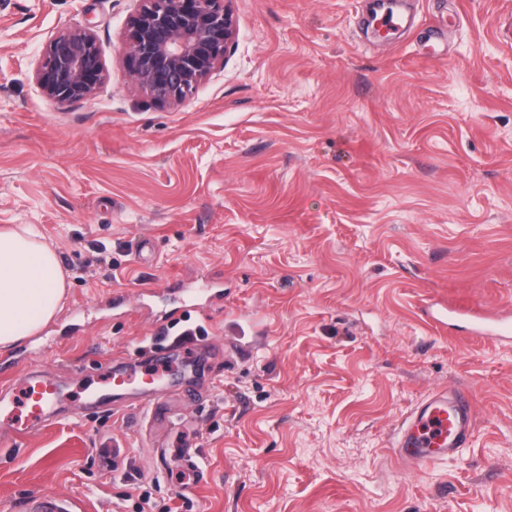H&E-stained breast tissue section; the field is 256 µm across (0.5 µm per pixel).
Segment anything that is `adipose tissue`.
I'll list each match as a JSON object with an SVG mask.
<instances>
[{
    "instance_id": "1",
    "label": "adipose tissue",
    "mask_w": 512,
    "mask_h": 512,
    "mask_svg": "<svg viewBox=\"0 0 512 512\" xmlns=\"http://www.w3.org/2000/svg\"><path fill=\"white\" fill-rule=\"evenodd\" d=\"M67 281L36 225L0 231V350L36 334L64 307Z\"/></svg>"
}]
</instances>
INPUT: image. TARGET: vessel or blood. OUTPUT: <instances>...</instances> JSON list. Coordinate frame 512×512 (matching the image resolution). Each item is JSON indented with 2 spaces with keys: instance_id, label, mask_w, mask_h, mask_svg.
Here are the masks:
<instances>
[{
  "instance_id": "vessel-or-blood-1",
  "label": "vessel or blood",
  "mask_w": 512,
  "mask_h": 512,
  "mask_svg": "<svg viewBox=\"0 0 512 512\" xmlns=\"http://www.w3.org/2000/svg\"><path fill=\"white\" fill-rule=\"evenodd\" d=\"M396 0H372L371 19L388 32H396L405 22L395 7ZM448 313L467 320L472 334L500 343L512 341V321L462 304H449ZM167 349L151 352V366L142 373L126 369L123 359L113 362V378L120 385H132L138 377L151 380L160 376V365L166 364ZM23 403L14 399L0 400V431L25 440L44 428L55 407L62 402L64 391L50 377L32 371L23 377ZM475 424V413L469 395L462 391H437L419 403L399 429L392 452L408 468L417 471L430 463L455 455L469 441ZM21 512H74L70 500L44 493L27 497Z\"/></svg>"
}]
</instances>
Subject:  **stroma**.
<instances>
[{"label": "stroma", "mask_w": 512, "mask_h": 512, "mask_svg": "<svg viewBox=\"0 0 512 512\" xmlns=\"http://www.w3.org/2000/svg\"><path fill=\"white\" fill-rule=\"evenodd\" d=\"M403 3L411 27L382 39L361 0H230L223 68L160 106L123 51L136 0H0V228L39 225L68 281L0 352L66 394L0 439V512L37 493L132 512L143 485L181 512H512V345L438 320L512 313V0ZM86 26L109 77L55 103L35 62ZM215 276L192 362L149 404L85 410L110 356L155 343L174 281ZM444 389L469 394L472 436L405 470L394 436Z\"/></svg>", "instance_id": "stroma-1"}]
</instances>
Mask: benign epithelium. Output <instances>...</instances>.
I'll return each instance as SVG.
<instances>
[{"label":"benign epithelium","mask_w":512,"mask_h":512,"mask_svg":"<svg viewBox=\"0 0 512 512\" xmlns=\"http://www.w3.org/2000/svg\"><path fill=\"white\" fill-rule=\"evenodd\" d=\"M125 52L137 85L161 103L178 102L224 64L236 26L226 0H137ZM90 27L62 31L44 46L34 70L42 94L56 103L85 99L107 78Z\"/></svg>","instance_id":"obj_1"}]
</instances>
